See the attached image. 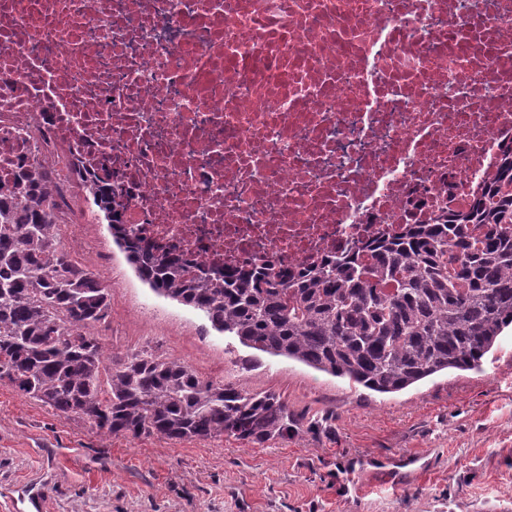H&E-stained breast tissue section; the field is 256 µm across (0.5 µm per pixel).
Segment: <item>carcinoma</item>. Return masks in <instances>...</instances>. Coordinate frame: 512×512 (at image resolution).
Listing matches in <instances>:
<instances>
[{"label":"carcinoma","instance_id":"obj_1","mask_svg":"<svg viewBox=\"0 0 512 512\" xmlns=\"http://www.w3.org/2000/svg\"><path fill=\"white\" fill-rule=\"evenodd\" d=\"M108 181L83 189L138 277L246 348L387 394L480 368L512 326V154L448 223L395 233L302 278L275 262L192 267L127 233ZM49 196L39 166L0 182V382L109 435L263 445L302 430L304 416L274 392L205 380L153 351L105 356L92 329L109 317L110 288L61 248Z\"/></svg>","mask_w":512,"mask_h":512}]
</instances>
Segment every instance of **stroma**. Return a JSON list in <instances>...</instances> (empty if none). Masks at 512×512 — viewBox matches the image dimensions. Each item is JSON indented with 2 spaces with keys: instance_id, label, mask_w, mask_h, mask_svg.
I'll return each mask as SVG.
<instances>
[{
  "instance_id": "stroma-1",
  "label": "stroma",
  "mask_w": 512,
  "mask_h": 512,
  "mask_svg": "<svg viewBox=\"0 0 512 512\" xmlns=\"http://www.w3.org/2000/svg\"><path fill=\"white\" fill-rule=\"evenodd\" d=\"M112 308L109 352L152 349L202 378L271 391L327 431L263 445L232 437L106 435L0 384V512L27 487L46 512H512V327L480 369L451 370L380 395L217 332L195 309L142 282L102 221L81 227ZM427 469L386 485L385 462Z\"/></svg>"
}]
</instances>
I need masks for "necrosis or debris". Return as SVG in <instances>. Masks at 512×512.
Listing matches in <instances>:
<instances>
[{
	"label": "necrosis or debris",
	"mask_w": 512,
	"mask_h": 512,
	"mask_svg": "<svg viewBox=\"0 0 512 512\" xmlns=\"http://www.w3.org/2000/svg\"><path fill=\"white\" fill-rule=\"evenodd\" d=\"M512 152V0H0V179L292 271L467 210Z\"/></svg>",
	"instance_id": "4bbe7bcc"
}]
</instances>
